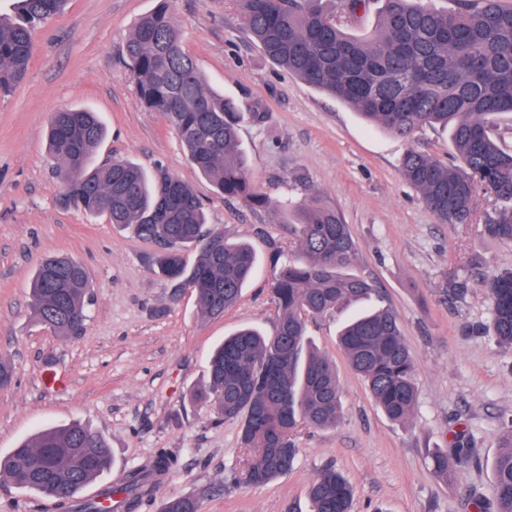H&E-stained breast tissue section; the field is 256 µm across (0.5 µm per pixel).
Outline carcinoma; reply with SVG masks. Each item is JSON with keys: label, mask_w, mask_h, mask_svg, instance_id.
Returning a JSON list of instances; mask_svg holds the SVG:
<instances>
[{"label": "carcinoma", "mask_w": 512, "mask_h": 512, "mask_svg": "<svg viewBox=\"0 0 512 512\" xmlns=\"http://www.w3.org/2000/svg\"><path fill=\"white\" fill-rule=\"evenodd\" d=\"M244 31L274 65L355 110L363 119L410 139L420 129L450 128L456 165L412 147L402 159L406 180L441 224H471L476 198L493 206L482 216L483 236L512 243V148L494 135L496 118L512 114V6L502 0H455L439 9L431 0H382L374 34L347 32L373 0H237ZM67 0H14L0 14V91L22 81L39 29L61 13ZM121 54L130 70L137 103L161 113L176 131L191 162L226 200L251 209L270 207L256 186L239 142L240 125L263 119L210 87L196 60L183 49L169 0L134 25ZM106 135L96 113L65 109L53 114L48 155L63 171L68 200L92 217L157 246L155 272L174 293L194 294L202 314L218 317L238 302L256 269V252L207 224L194 189L161 166L147 172L129 160L92 166ZM288 225L294 257L274 267L270 291L277 307L271 336L242 328L224 337L209 361L208 384L191 395L194 404L241 423L242 467L224 477L232 484L262 486L285 476L296 462L295 438L304 427H334L341 418L336 362L318 352L306 334L310 318L331 315L367 298L371 284L352 272L359 245L341 215L313 194L277 206ZM198 252L195 263L184 253ZM84 267L64 255L44 258L31 282L37 322L56 336H77L88 317L92 290ZM468 281L447 285L461 301ZM489 320L484 333L512 351V267L488 278ZM337 345L364 381L376 406L391 421L410 420L417 400L415 362L389 310L365 312L345 324ZM473 449L431 454L432 469L465 465ZM177 458L160 452L149 465L128 472L119 487L98 499L78 493L111 470L104 438L79 422L47 428L17 445L3 461L19 489L50 495L60 512H135L153 495ZM312 512H352L354 490L333 468L309 487ZM493 512H512V424L493 464ZM160 512H198L196 500L171 496Z\"/></svg>", "instance_id": "cac0c4a2"}]
</instances>
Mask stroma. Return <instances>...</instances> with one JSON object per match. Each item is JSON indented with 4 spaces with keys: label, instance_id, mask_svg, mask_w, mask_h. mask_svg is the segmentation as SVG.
<instances>
[{
    "label": "stroma",
    "instance_id": "35a3bbf8",
    "mask_svg": "<svg viewBox=\"0 0 512 512\" xmlns=\"http://www.w3.org/2000/svg\"><path fill=\"white\" fill-rule=\"evenodd\" d=\"M156 5L69 0L37 34L25 79L0 94V359L13 367L12 383L0 387V458L40 429L80 420L115 459L81 498L122 482L159 450L177 456L138 512H158L172 495L197 499L199 512H311L308 487L327 467L353 486V512H474L470 495H490L501 424L512 416V352L481 332L489 305L481 274L460 302L443 282L472 256L483 272L511 267L512 244L487 242L477 223H437L404 179L409 148L451 160L448 130L427 127L410 141L368 126L270 63L247 38L236 0H174L183 46L209 84L265 115L239 132L257 187L274 202L313 191L337 208L360 245L354 271L375 288L363 305L307 323L308 337L336 362L337 426L303 428L288 475L220 489L242 457L240 426L195 409L190 394L206 384L209 355L225 335L245 325L273 333L272 260L291 255L293 243L275 210L253 212L215 193L163 115L137 104L120 49ZM64 108L99 114L107 132L99 162L163 165L193 187L210 225L254 246L259 270L223 316H204L187 292L171 300L150 269L154 244L63 203L65 176L46 156L45 134ZM50 255L80 262L94 284L85 328L68 340L37 325L29 305L31 278ZM362 306L390 309L414 356L418 397L407 423L382 414L337 346L341 324ZM460 440L471 442L473 462L439 478L432 451ZM0 512H56V503L2 477Z\"/></svg>",
    "mask_w": 512,
    "mask_h": 512
}]
</instances>
